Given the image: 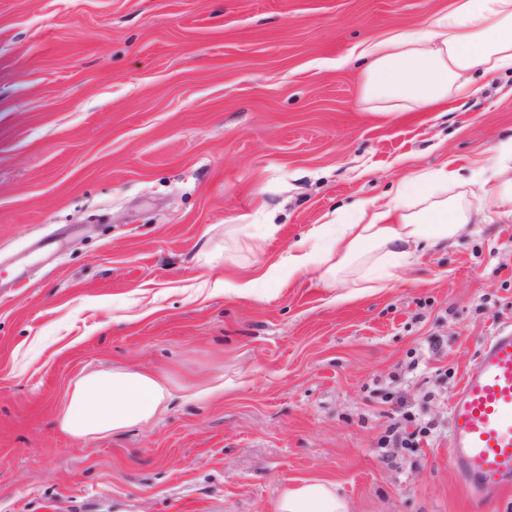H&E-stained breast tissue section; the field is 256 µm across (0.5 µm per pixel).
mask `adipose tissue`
<instances>
[{"mask_svg": "<svg viewBox=\"0 0 512 512\" xmlns=\"http://www.w3.org/2000/svg\"><path fill=\"white\" fill-rule=\"evenodd\" d=\"M365 99L409 111L448 101L473 82L512 70V0H452L447 11L370 43L361 53ZM489 162L495 183L458 189L450 165L400 182L388 201L359 203L348 221L313 227L285 257L289 275L314 276L328 287L360 270L364 283H388L417 252L444 247L478 215H512V140ZM169 374L115 367L83 374L70 387L59 425L90 439L147 425L172 397ZM275 512H350L320 479L285 488Z\"/></svg>", "mask_w": 512, "mask_h": 512, "instance_id": "adipose-tissue-1", "label": "adipose tissue"}]
</instances>
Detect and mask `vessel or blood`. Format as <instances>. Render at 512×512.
Masks as SVG:
<instances>
[{"instance_id":"obj_1","label":"vessel or blood","mask_w":512,"mask_h":512,"mask_svg":"<svg viewBox=\"0 0 512 512\" xmlns=\"http://www.w3.org/2000/svg\"><path fill=\"white\" fill-rule=\"evenodd\" d=\"M448 463L480 503L512 489V329H500L450 407Z\"/></svg>"}]
</instances>
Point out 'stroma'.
<instances>
[{
    "label": "stroma",
    "mask_w": 512,
    "mask_h": 512,
    "mask_svg": "<svg viewBox=\"0 0 512 512\" xmlns=\"http://www.w3.org/2000/svg\"><path fill=\"white\" fill-rule=\"evenodd\" d=\"M452 0H0V512H275L317 478L351 512H479L448 465L466 370L512 328V218L389 288L261 277L325 214L512 138V72L427 111L364 98L365 42ZM254 252L212 271L225 225ZM163 370L175 393L78 440L70 385ZM427 427L388 449V427Z\"/></svg>",
    "instance_id": "stroma-1"
}]
</instances>
